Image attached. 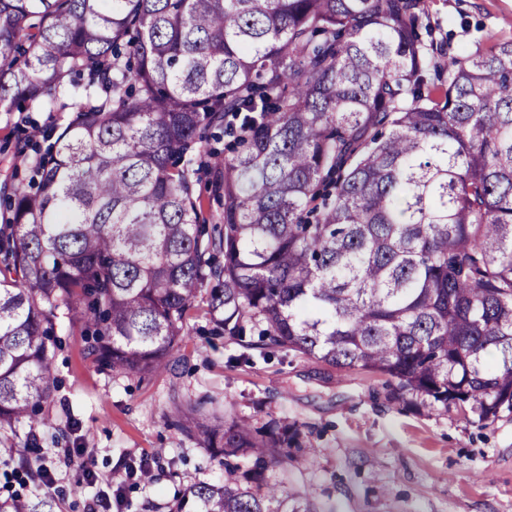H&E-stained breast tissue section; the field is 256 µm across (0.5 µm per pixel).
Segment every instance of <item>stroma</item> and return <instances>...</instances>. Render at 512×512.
Here are the masks:
<instances>
[{
	"instance_id": "stroma-1",
	"label": "stroma",
	"mask_w": 512,
	"mask_h": 512,
	"mask_svg": "<svg viewBox=\"0 0 512 512\" xmlns=\"http://www.w3.org/2000/svg\"><path fill=\"white\" fill-rule=\"evenodd\" d=\"M447 55L484 52L512 39V0H424ZM66 112L0 109V190L25 174V135L50 134ZM207 292L189 311L166 371L115 376L86 354L82 323L64 324L55 352L58 387L29 455L53 478L55 512H88L120 498L119 512H168L191 484L224 475V459L177 425L197 402L225 419L296 427L305 446L270 481L308 493L321 512H512V415L481 424L455 411L395 398L385 376L340 371L292 350L244 360L245 349L212 334ZM88 447L96 481L65 466L63 451ZM149 463V477L129 465Z\"/></svg>"
}]
</instances>
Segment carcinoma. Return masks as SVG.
I'll use <instances>...</instances> for the list:
<instances>
[{"mask_svg":"<svg viewBox=\"0 0 512 512\" xmlns=\"http://www.w3.org/2000/svg\"><path fill=\"white\" fill-rule=\"evenodd\" d=\"M424 16L421 0H0V108L65 96L74 113L4 199L0 431L51 424L61 312L99 366L148 376L205 286L216 333L256 334L263 357L378 373L481 423L511 413L512 41L443 65ZM221 127L224 151L202 149ZM204 156L217 224L193 195ZM178 417L226 470L169 512H319L265 476L298 429L199 403ZM2 457L49 482L8 438Z\"/></svg>","mask_w":512,"mask_h":512,"instance_id":"obj_1","label":"carcinoma"}]
</instances>
